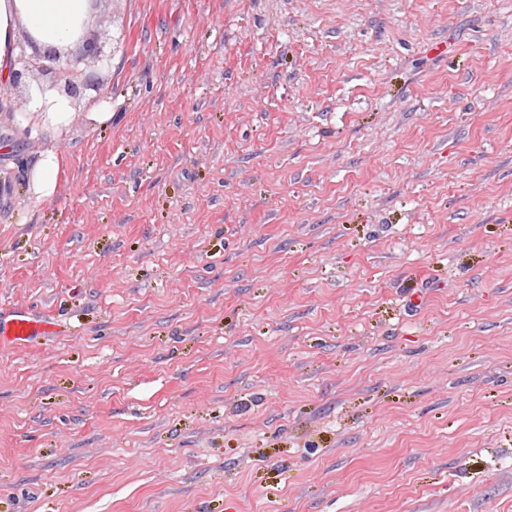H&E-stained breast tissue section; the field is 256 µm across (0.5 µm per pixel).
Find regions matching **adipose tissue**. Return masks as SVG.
Listing matches in <instances>:
<instances>
[{
  "label": "adipose tissue",
  "mask_w": 512,
  "mask_h": 512,
  "mask_svg": "<svg viewBox=\"0 0 512 512\" xmlns=\"http://www.w3.org/2000/svg\"><path fill=\"white\" fill-rule=\"evenodd\" d=\"M90 18L91 0H0V83L13 79L19 35L61 54L78 44Z\"/></svg>",
  "instance_id": "ef3b65f1"
}]
</instances>
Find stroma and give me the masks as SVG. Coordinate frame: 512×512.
Returning a JSON list of instances; mask_svg holds the SVG:
<instances>
[{
	"label": "stroma",
	"mask_w": 512,
	"mask_h": 512,
	"mask_svg": "<svg viewBox=\"0 0 512 512\" xmlns=\"http://www.w3.org/2000/svg\"><path fill=\"white\" fill-rule=\"evenodd\" d=\"M87 36L68 127L0 86V512H512V0ZM60 167L61 157L54 152H48L40 158L31 179L36 192L42 197L51 198L56 194ZM44 331L42 324L30 320L26 316L18 315L4 323L2 330L0 323V340L21 342L30 336H38Z\"/></svg>",
	"instance_id": "obj_1"
}]
</instances>
